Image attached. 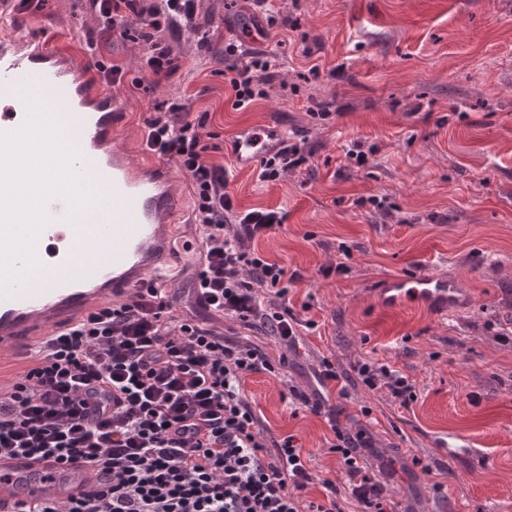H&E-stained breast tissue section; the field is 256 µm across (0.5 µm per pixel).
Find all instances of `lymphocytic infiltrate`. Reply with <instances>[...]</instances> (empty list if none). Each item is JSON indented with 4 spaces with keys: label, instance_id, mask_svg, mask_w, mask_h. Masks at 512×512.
Segmentation results:
<instances>
[{
    "label": "lymphocytic infiltrate",
    "instance_id": "f902f5d3",
    "mask_svg": "<svg viewBox=\"0 0 512 512\" xmlns=\"http://www.w3.org/2000/svg\"><path fill=\"white\" fill-rule=\"evenodd\" d=\"M101 24L89 49L147 27L146 64L156 79L177 70L166 34L206 41L195 23L200 0H90ZM239 47L224 46L236 105L265 98L267 72L277 58L252 53L237 63ZM204 118L172 102L150 120L144 146L175 161L192 182L189 220L201 230L195 293L221 318L269 325L289 346L314 319L287 307L300 275L248 251L249 241L280 229L286 216L240 211L227 190L223 166L207 159ZM306 158L294 139L279 141L260 162L258 177L278 181ZM37 365L19 381L0 383V457H52L109 473L105 486L59 503L45 500L28 512H342L335 483L316 480L294 437H268L242 389L250 373L273 372L265 354L224 341L179 310L165 289L138 290L123 302L37 352ZM357 376L384 386L401 406L416 397L409 378L387 365L364 362ZM330 452L347 476L360 512H388L389 491L371 477L362 451L365 431L335 430ZM321 483V502L304 500Z\"/></svg>",
    "mask_w": 512,
    "mask_h": 512
}]
</instances>
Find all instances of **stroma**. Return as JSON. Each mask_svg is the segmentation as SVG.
Listing matches in <instances>:
<instances>
[{
    "mask_svg": "<svg viewBox=\"0 0 512 512\" xmlns=\"http://www.w3.org/2000/svg\"><path fill=\"white\" fill-rule=\"evenodd\" d=\"M203 2L210 14L196 21L209 46L170 35L180 70L161 82L143 64L140 35L88 55L99 24L88 0H31L18 23L93 67L121 68L112 89L125 114L118 147L140 157L147 121L182 97L207 118V157L229 170L235 207L285 213L283 226L252 247L301 275L288 305L318 327L304 332L299 350L196 304L197 257L183 248L198 239L187 199L175 225L172 292L198 323L260 349L275 366L246 375L242 387L275 437L294 436L311 454L318 481L305 499L321 501L322 479L344 485L328 446L334 429L363 427L373 443L368 472L391 489L394 512H512V0H269L289 26L252 34L242 49L276 54L282 66L267 98L239 109L222 52L246 22L245 0ZM268 124L297 134L307 157L273 184L237 167L230 151L238 129ZM355 140L376 147L369 164L346 159ZM371 196L386 198L387 215L354 206ZM339 262L346 273H328ZM426 273L454 277L470 305L444 315L378 303L383 280ZM323 358L347 373L368 360L387 364L415 384L417 399L404 408L356 381L329 384L323 413L291 405L290 389H315ZM442 438L456 452L443 454ZM390 456L422 464L392 478Z\"/></svg>",
    "mask_w": 512,
    "mask_h": 512,
    "instance_id": "35a3bbf8",
    "label": "stroma"
}]
</instances>
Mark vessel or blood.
<instances>
[{
  "label": "vessel or blood",
  "mask_w": 512,
  "mask_h": 512,
  "mask_svg": "<svg viewBox=\"0 0 512 512\" xmlns=\"http://www.w3.org/2000/svg\"><path fill=\"white\" fill-rule=\"evenodd\" d=\"M0 0V371L21 375L50 338L138 288L172 283L180 209L163 164L117 148V102L89 63L27 37ZM282 127H246L236 163L253 167ZM387 307L441 313L463 297L446 274L400 275L375 290ZM107 474L79 462L0 458V512L64 502Z\"/></svg>",
  "instance_id": "b4317fda"
}]
</instances>
